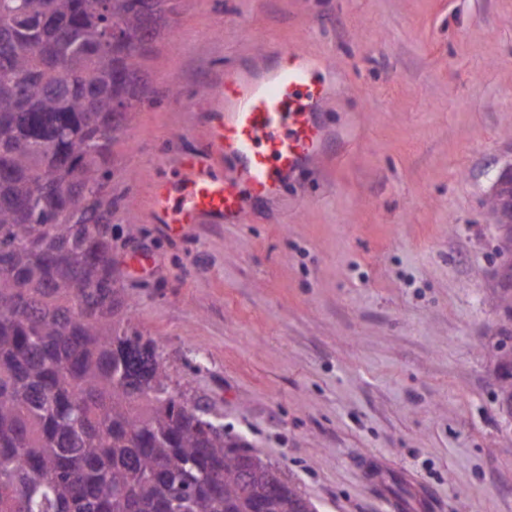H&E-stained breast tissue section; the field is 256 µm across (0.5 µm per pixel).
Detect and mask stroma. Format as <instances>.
<instances>
[{"label": "stroma", "mask_w": 512, "mask_h": 512, "mask_svg": "<svg viewBox=\"0 0 512 512\" xmlns=\"http://www.w3.org/2000/svg\"><path fill=\"white\" fill-rule=\"evenodd\" d=\"M285 47L323 63L326 151L248 223H152L206 88ZM141 67L112 254L174 384L318 512H512L485 205L512 162V0H180Z\"/></svg>", "instance_id": "obj_1"}]
</instances>
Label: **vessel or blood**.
<instances>
[{"label": "vessel or blood", "instance_id": "b4317fda", "mask_svg": "<svg viewBox=\"0 0 512 512\" xmlns=\"http://www.w3.org/2000/svg\"><path fill=\"white\" fill-rule=\"evenodd\" d=\"M318 61L284 49L273 73L260 78L225 75L207 91L209 142L184 158L182 193L166 183L153 190L155 223L186 229L194 224H241L248 201L274 194L283 175L303 169L320 153L326 131L316 118L326 87ZM233 159L224 177L212 174L219 157Z\"/></svg>", "mask_w": 512, "mask_h": 512}]
</instances>
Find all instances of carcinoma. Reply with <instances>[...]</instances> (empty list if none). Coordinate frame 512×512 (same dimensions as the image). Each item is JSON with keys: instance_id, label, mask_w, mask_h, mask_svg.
Masks as SVG:
<instances>
[{"instance_id": "carcinoma-1", "label": "carcinoma", "mask_w": 512, "mask_h": 512, "mask_svg": "<svg viewBox=\"0 0 512 512\" xmlns=\"http://www.w3.org/2000/svg\"><path fill=\"white\" fill-rule=\"evenodd\" d=\"M177 4L0 0V512H317L125 325L112 143ZM496 299L512 328V265Z\"/></svg>"}]
</instances>
